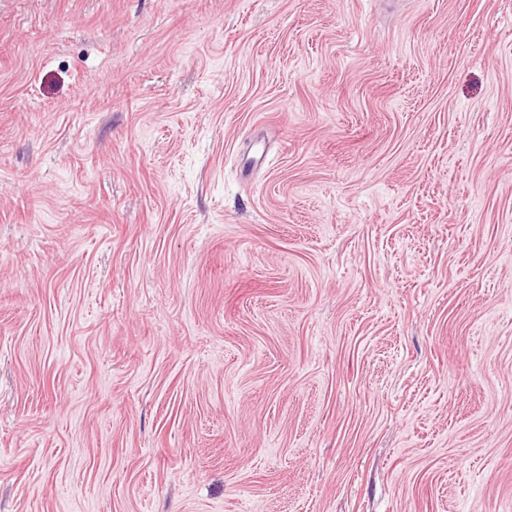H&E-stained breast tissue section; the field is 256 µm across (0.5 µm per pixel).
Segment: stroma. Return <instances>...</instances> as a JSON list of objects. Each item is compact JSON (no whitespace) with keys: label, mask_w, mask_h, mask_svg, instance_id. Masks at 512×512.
<instances>
[{"label":"stroma","mask_w":512,"mask_h":512,"mask_svg":"<svg viewBox=\"0 0 512 512\" xmlns=\"http://www.w3.org/2000/svg\"><path fill=\"white\" fill-rule=\"evenodd\" d=\"M0 512H512V0H0Z\"/></svg>","instance_id":"35a3bbf8"}]
</instances>
